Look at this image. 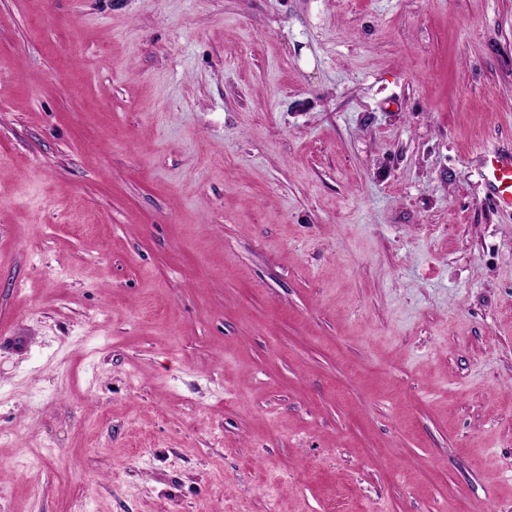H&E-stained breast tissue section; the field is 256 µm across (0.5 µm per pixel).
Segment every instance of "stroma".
Instances as JSON below:
<instances>
[{
  "label": "stroma",
  "mask_w": 512,
  "mask_h": 512,
  "mask_svg": "<svg viewBox=\"0 0 512 512\" xmlns=\"http://www.w3.org/2000/svg\"><path fill=\"white\" fill-rule=\"evenodd\" d=\"M512 0H0V512H512ZM479 163L487 193L502 208L512 209V147L487 151Z\"/></svg>",
  "instance_id": "35a3bbf8"
}]
</instances>
